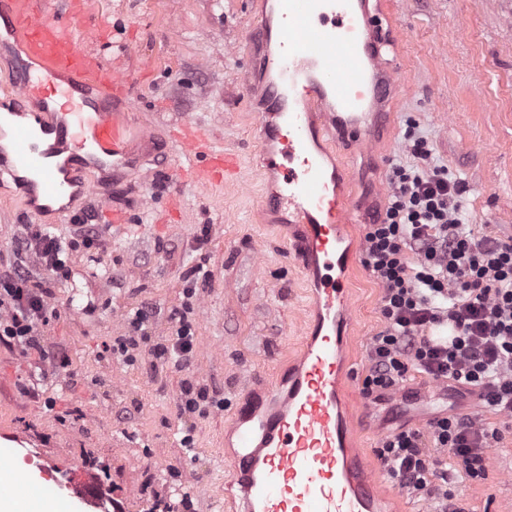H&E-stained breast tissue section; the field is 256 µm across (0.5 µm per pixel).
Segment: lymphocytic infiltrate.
Listing matches in <instances>:
<instances>
[{
    "label": "lymphocytic infiltrate",
    "instance_id": "lymphocytic-infiltrate-1",
    "mask_svg": "<svg viewBox=\"0 0 512 512\" xmlns=\"http://www.w3.org/2000/svg\"><path fill=\"white\" fill-rule=\"evenodd\" d=\"M405 139L419 164L392 165L385 212L364 236L363 265L383 288L385 327L369 344L362 386L379 399L417 373L484 394L481 414L437 416L425 430L384 436L376 450L409 498L432 502L435 512H466L455 486L486 479L487 454L502 440V420L512 419V237L467 230L458 181L447 166L433 164L425 138L410 129ZM96 239L84 224L64 246L45 225L30 224L16 251L58 272L65 268L62 248L88 249ZM50 311L45 284L23 265L0 274L1 343L25 353L39 349V328ZM149 316L135 312L132 334L117 342V351L145 345L157 361L190 365L195 327L187 312L175 316L170 336L156 344L145 330ZM450 458L460 471L448 469Z\"/></svg>",
    "mask_w": 512,
    "mask_h": 512
}]
</instances>
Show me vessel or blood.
Masks as SVG:
<instances>
[{"label": "vessel or blood", "instance_id": "obj_1", "mask_svg": "<svg viewBox=\"0 0 512 512\" xmlns=\"http://www.w3.org/2000/svg\"><path fill=\"white\" fill-rule=\"evenodd\" d=\"M90 11L89 0H62L57 10L46 0H0V46L13 53L19 116L11 124L0 117V141L10 140L0 144V177L35 183L38 198L22 203L33 216L39 199L93 195V186L79 181L80 170L108 169L130 179L140 171L136 81L85 48ZM261 12L243 86L260 83L272 103L259 117L260 150L280 188L263 203L288 210L299 226L289 254L311 285V323L285 397L262 413L238 409L239 448L229 474L242 482L243 512H377L379 476L363 473L350 454L339 388L355 373L345 351L351 300L339 252L347 203L314 150L319 131L310 115L322 113L321 131H335L338 142L359 148L389 123L385 107L401 73L384 56L390 14L382 0H262ZM170 143L195 160L176 178L214 188L240 172L239 156L213 150L191 121L173 130ZM59 155L66 164L56 163ZM19 456L56 482L48 461L19 448L0 456V468Z\"/></svg>", "mask_w": 512, "mask_h": 512}]
</instances>
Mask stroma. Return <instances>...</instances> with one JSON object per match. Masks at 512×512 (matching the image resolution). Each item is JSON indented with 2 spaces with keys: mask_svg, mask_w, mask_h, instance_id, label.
I'll use <instances>...</instances> for the list:
<instances>
[{
  "mask_svg": "<svg viewBox=\"0 0 512 512\" xmlns=\"http://www.w3.org/2000/svg\"><path fill=\"white\" fill-rule=\"evenodd\" d=\"M252 0H92L94 13L115 32H132V47L87 40L89 49L134 73L151 66L136 96L155 145L135 181L88 169L96 185L66 209L41 218L51 234L70 241L74 218L96 225L94 246L66 256L67 274L38 270L55 310L39 334L50 358L0 343V442L27 437L49 457L59 475L86 472L118 503V512H154L155 497L188 499L189 512H230L226 501L241 492L227 485L237 445L234 411L249 399H266L269 384L287 380L300 352L309 305L306 285L284 243L292 214L270 215L260 206L269 176L258 153L259 113L269 104L261 92L244 95V41L259 19ZM403 89L395 101L396 130L380 153L366 155L345 144L328 145L345 169L349 199L343 228L353 255L363 253L366 224L383 214L387 200L375 185L387 184L392 161L413 163L404 139L415 122L437 164L461 181L465 221L478 234L512 236V0H387ZM191 120L221 149L242 159L239 181L202 189L168 182L174 165L169 133ZM19 186L0 182V271L31 218L18 202ZM117 200L133 211L123 231L97 221L102 203ZM203 267L197 295L186 301L185 275ZM353 341L358 375L348 386L350 425L368 464L388 432L425 429L436 415L458 410L453 388L434 393L415 375L401 394L375 404L362 393L366 351L384 327L382 288L363 266L352 275ZM191 305L195 325L192 363L175 370L140 349L133 357L106 352L128 335L136 309L150 312L154 341L169 336L173 316ZM209 388L222 408L186 415L179 406L184 380ZM193 437V453L180 440ZM498 480L465 482L459 493L470 512H512V428L488 455Z\"/></svg>",
  "mask_w": 512,
  "mask_h": 512,
  "instance_id": "stroma-1",
  "label": "stroma"
}]
</instances>
